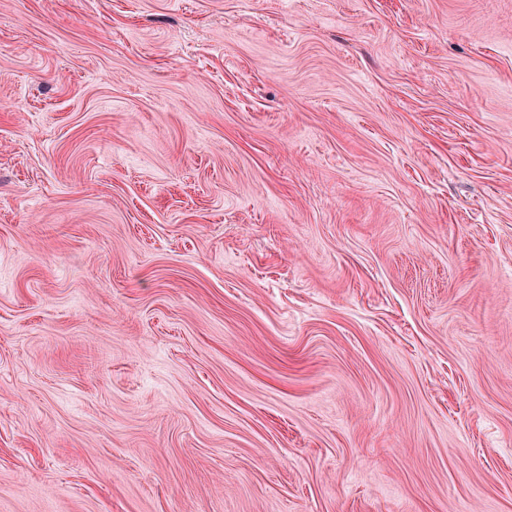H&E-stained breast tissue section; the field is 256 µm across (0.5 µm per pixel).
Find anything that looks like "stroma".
Segmentation results:
<instances>
[{"label": "stroma", "instance_id": "obj_1", "mask_svg": "<svg viewBox=\"0 0 512 512\" xmlns=\"http://www.w3.org/2000/svg\"><path fill=\"white\" fill-rule=\"evenodd\" d=\"M0 512H512V0H0Z\"/></svg>", "mask_w": 512, "mask_h": 512}]
</instances>
